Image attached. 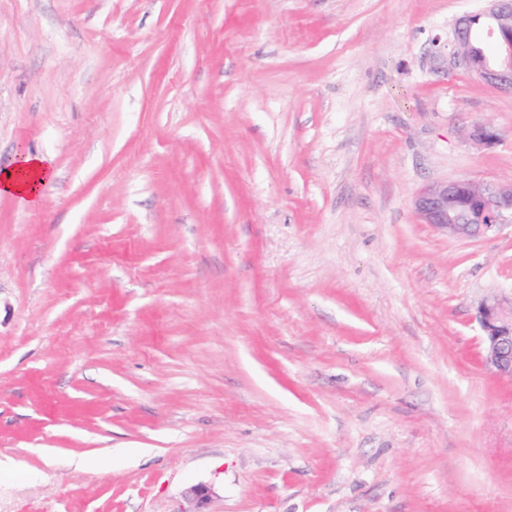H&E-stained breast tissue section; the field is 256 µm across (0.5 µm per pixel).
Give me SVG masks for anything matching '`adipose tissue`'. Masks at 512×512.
I'll list each match as a JSON object with an SVG mask.
<instances>
[{
	"mask_svg": "<svg viewBox=\"0 0 512 512\" xmlns=\"http://www.w3.org/2000/svg\"><path fill=\"white\" fill-rule=\"evenodd\" d=\"M54 178L51 158L23 153L12 165L0 169V195L17 198L23 206L34 208L40 205Z\"/></svg>",
	"mask_w": 512,
	"mask_h": 512,
	"instance_id": "ef3b65f1",
	"label": "adipose tissue"
}]
</instances>
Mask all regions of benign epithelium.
Returning a JSON list of instances; mask_svg holds the SVG:
<instances>
[{"instance_id": "obj_1", "label": "benign epithelium", "mask_w": 512, "mask_h": 512, "mask_svg": "<svg viewBox=\"0 0 512 512\" xmlns=\"http://www.w3.org/2000/svg\"><path fill=\"white\" fill-rule=\"evenodd\" d=\"M488 6L475 14L458 18L448 40L447 64L462 68L476 79L512 93V0H487ZM487 21V34L497 41V56L478 70L471 68L474 44L471 28L480 19ZM478 148L494 145L499 135L489 122H475L467 133ZM413 209L422 223L458 239L473 238L497 231L512 216V182L476 183L468 179L435 181L413 198ZM484 332V365L495 376L512 379V297L493 295L478 308ZM194 509L205 512L210 488L200 484L190 491Z\"/></svg>"}]
</instances>
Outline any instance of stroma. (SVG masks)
I'll return each instance as SVG.
<instances>
[{
	"mask_svg": "<svg viewBox=\"0 0 512 512\" xmlns=\"http://www.w3.org/2000/svg\"><path fill=\"white\" fill-rule=\"evenodd\" d=\"M483 6L0 0V167L56 171L0 197V512H512V225L412 208L512 180V94L446 65ZM467 137L470 143L478 148L491 147L499 139L497 130L487 121L473 123ZM54 178L51 158L22 153L12 165L0 169V195L15 197L23 206L34 208L40 205ZM412 205L423 224L458 239L473 238L497 231L507 215L512 219V182L435 181L414 196ZM484 332V365L495 376L512 379V295H493L478 308Z\"/></svg>",
	"mask_w": 512,
	"mask_h": 512,
	"instance_id": "1",
	"label": "stroma"
}]
</instances>
